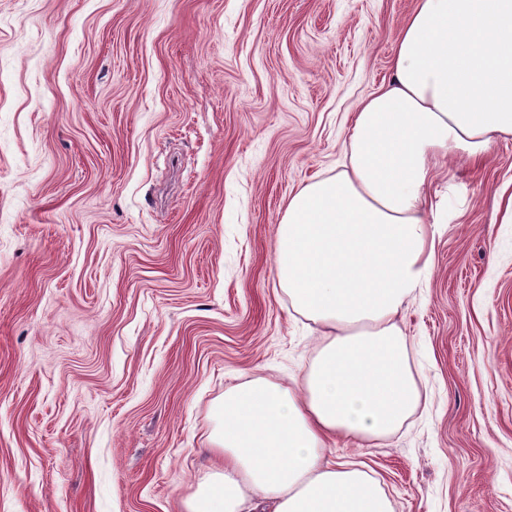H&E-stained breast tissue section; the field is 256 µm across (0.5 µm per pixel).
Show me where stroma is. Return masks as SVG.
Here are the masks:
<instances>
[{"label":"stroma","instance_id":"stroma-1","mask_svg":"<svg viewBox=\"0 0 512 512\" xmlns=\"http://www.w3.org/2000/svg\"><path fill=\"white\" fill-rule=\"evenodd\" d=\"M414 2L0 0V512H186L225 391L304 376L277 226ZM430 199L420 400L336 456L393 512H512V136Z\"/></svg>","mask_w":512,"mask_h":512}]
</instances>
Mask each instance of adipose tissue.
I'll return each mask as SVG.
<instances>
[{
    "label": "adipose tissue",
    "mask_w": 512,
    "mask_h": 512,
    "mask_svg": "<svg viewBox=\"0 0 512 512\" xmlns=\"http://www.w3.org/2000/svg\"><path fill=\"white\" fill-rule=\"evenodd\" d=\"M392 70L355 112L343 170L300 189L278 226L276 276L322 329L316 358L298 385L225 392L219 463L188 512H393L375 478L327 450L386 436L418 402L395 318L432 267L436 170L512 135V0H417Z\"/></svg>",
    "instance_id": "ef3b65f1"
}]
</instances>
